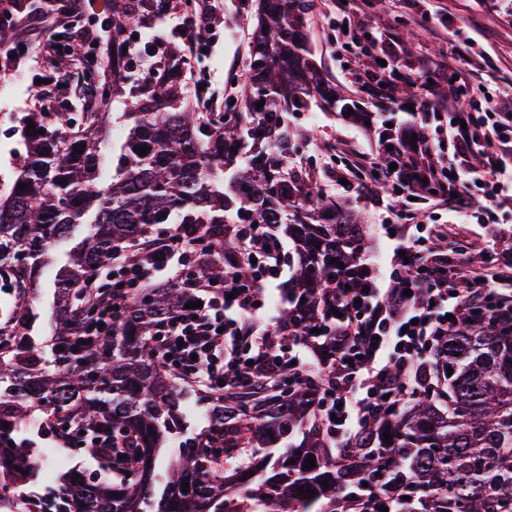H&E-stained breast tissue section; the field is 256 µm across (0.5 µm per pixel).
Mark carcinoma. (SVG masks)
Returning a JSON list of instances; mask_svg holds the SVG:
<instances>
[{
  "mask_svg": "<svg viewBox=\"0 0 512 512\" xmlns=\"http://www.w3.org/2000/svg\"><path fill=\"white\" fill-rule=\"evenodd\" d=\"M113 9L109 63L117 74L126 62L117 51L128 26L125 0ZM310 9L311 0H260L241 110L218 122L172 106V92L159 87L152 107L133 113L115 166L101 150L110 113H82L79 129L68 112L20 117L26 153L0 196V271L34 287L71 229L88 225L56 272L55 336L70 335L86 312L75 285L114 246L153 225H211V254L190 279L194 288L208 290L234 260L226 216L236 224L286 227L298 261L283 322L309 344L328 334L324 302L344 274L338 263L355 262L363 224L354 211L336 212L314 175L290 160L305 134L289 126V113L313 104L344 113L350 108L313 58L305 35ZM261 100L264 106L256 107ZM136 147L147 152L142 156ZM185 294L180 283L134 294L103 345L87 352L54 347L49 363L34 353L26 332L29 297L5 310L0 336L11 337V347L0 352V383H10V393L0 394V502L35 479L53 480L67 465L57 460L55 470L42 471L35 449L8 437L40 410L78 426L110 427L122 438L130 434L137 448L136 466L122 485L107 475L80 477L63 487L59 512H145L147 506L154 512H255L257 503L264 512H353L363 483L372 488L384 475L410 497L409 509L422 503L421 512H512V329L494 323L452 328L410 406L370 415L340 459L311 411L319 383L278 380L257 391L226 388L212 404L225 460L246 455L250 465L227 469L199 440L179 447L157 483L154 471L180 413L148 339ZM309 457L315 466L307 469ZM309 488L315 494L306 499ZM428 489L431 498L420 499Z\"/></svg>",
  "mask_w": 512,
  "mask_h": 512,
  "instance_id": "obj_1",
  "label": "carcinoma"
}]
</instances>
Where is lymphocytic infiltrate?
Masks as SVG:
<instances>
[{
    "label": "lymphocytic infiltrate",
    "mask_w": 512,
    "mask_h": 512,
    "mask_svg": "<svg viewBox=\"0 0 512 512\" xmlns=\"http://www.w3.org/2000/svg\"><path fill=\"white\" fill-rule=\"evenodd\" d=\"M365 0H326L328 42L336 56L373 59L372 69L356 73L363 92L371 96L413 91L418 122L381 128L385 158L351 159L341 195L359 194L372 183L386 188L377 219L394 232L393 254L387 270L360 257L362 275L344 274L327 298L340 317L335 333L324 345L326 362L313 367L301 357L294 332L273 328L271 336H255L251 321L257 315L263 290L280 275L282 244L264 227L234 224L230 232L239 250L252 259L251 275L240 279L236 266L224 269L210 296L188 294L186 307L160 320L150 337L160 367L183 383L220 399L235 386L255 390L269 380L288 383L336 380L319 390L316 406L327 438L348 446L358 428L387 401L409 404L419 387L417 371L436 354L454 324L512 325V249L500 251L499 261L478 264L467 247L452 241L408 235L406 224L417 218L433 222L443 211L458 213L466 224L491 227L512 223V97L488 96L466 68L472 49L470 29L457 27L448 42L450 61H420L417 68L396 71L385 59L390 41L369 32L360 14ZM130 14L147 16L161 27L149 38L127 41L124 81L135 82L137 93L155 88H181L186 66L209 48L225 18L215 0H129ZM34 21L23 24L12 14L0 23L14 31L0 55L12 67L25 62L34 45L47 57L68 58L81 53L89 98H96L98 44L111 25L109 0H42ZM443 77L448 93L437 96L429 75ZM467 158L481 150L480 166L448 164L443 152ZM207 242L196 224H171L154 239L119 246L122 257L112 271V288L101 291L88 284L91 313L76 323L71 346H98L112 332L131 294L159 274L181 281L208 257ZM402 381H394V371ZM39 439H52L62 448H108L112 469L135 466L129 445L99 429L83 432L52 420L43 424Z\"/></svg>",
    "instance_id": "f902f5d3"
}]
</instances>
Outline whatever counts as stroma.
I'll return each mask as SVG.
<instances>
[{
	"label": "stroma",
	"mask_w": 512,
	"mask_h": 512,
	"mask_svg": "<svg viewBox=\"0 0 512 512\" xmlns=\"http://www.w3.org/2000/svg\"><path fill=\"white\" fill-rule=\"evenodd\" d=\"M216 2L221 12L232 18L233 29L218 33L214 45L203 58L194 62L192 70L207 74L211 93L223 105L240 100L241 91L248 81L246 64L255 23V0ZM323 3L324 0L312 2L306 27L308 42L327 79L336 84L345 96L357 101L363 112H371L373 104L356 84L344 79L336 69V57L325 39ZM429 12L448 22L449 26H469L475 41L470 56L472 68L481 73L488 66H495L496 79L490 85L491 91L501 96L512 95V0H416L407 9L398 7L396 0H373L366 9L364 21L381 32L397 35L398 40L391 51L394 65L403 71L414 67L420 57H438L448 49L440 36L429 31L425 19ZM18 77V72L0 71V86L10 85L15 89L12 97L0 99V191L12 180L21 157L16 149L17 142L22 139L18 119L21 113L39 111L41 106L29 84L19 82ZM105 108L111 118L103 147L109 156L115 157L119 155L131 126L130 115L138 111L139 106L130 91L125 89L109 96ZM292 122L307 133L306 142L296 152L298 161L318 176L326 194L335 199L338 208L359 212L364 224L362 248L366 257L378 264H388L390 243L383 231L372 226L375 201L381 197V189L358 197H340L330 181L331 172L351 154L364 152L374 156L380 152L377 129L368 127L365 121L350 122L338 113L316 106L294 113ZM440 223L448 239H460L471 244L474 257H482L487 250L512 247V223L501 225L497 236L490 239L483 238L482 229L477 224H459L447 215L442 216ZM85 232V226L74 228L69 241L62 243L54 252L51 258L53 266L45 271L37 286L30 333L40 356L50 354L55 269L64 264L67 251L84 237ZM282 245V274L266 294L264 319L270 323L280 322L282 311L288 306L286 288L292 274L295 250L290 240H283ZM176 389L182 419L170 438V446L174 449L185 440L203 438L210 430L207 414L210 401L206 395L182 383L177 384Z\"/></svg>",
	"instance_id": "1"
}]
</instances>
